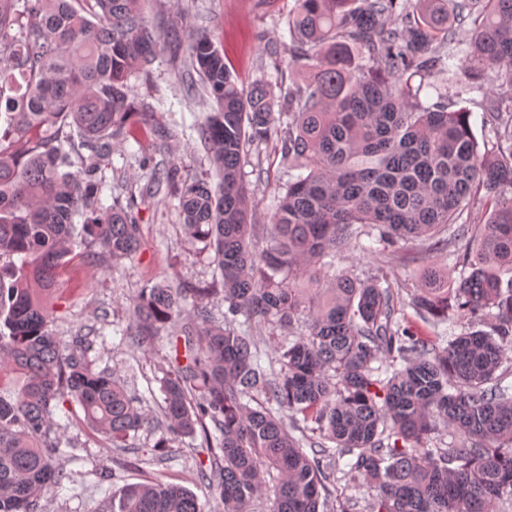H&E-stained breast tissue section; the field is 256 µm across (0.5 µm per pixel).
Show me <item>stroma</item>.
<instances>
[{
	"label": "stroma",
	"mask_w": 512,
	"mask_h": 512,
	"mask_svg": "<svg viewBox=\"0 0 512 512\" xmlns=\"http://www.w3.org/2000/svg\"><path fill=\"white\" fill-rule=\"evenodd\" d=\"M182 4L202 15L203 27L222 45L225 60L240 84L248 87L260 78L272 82L279 79L275 59L265 48L280 42L282 25L295 0H182ZM177 68L169 50H161L152 65V88L141 84L136 87L137 94L148 95L155 115L147 121L135 117L134 140L117 148L104 164V203L126 195L131 188L139 194L135 208L138 253L133 261L116 268L97 259H73L51 291L57 336L66 341L87 337L89 359L97 367L116 373L128 394L140 399L143 408L153 415L158 414L161 403L155 377L167 365L171 331L160 329L149 349L133 348L127 338L132 322L130 298L139 289L157 283L205 284L213 273L208 255L198 252L184 237L178 192L167 187L154 196L148 192L153 169L174 165L181 180L192 181L207 168L205 152L192 138L191 127L209 111L211 100L188 98ZM243 171L256 221L265 223L268 204L285 180L280 140L270 139L249 151ZM431 265L447 268L450 282H457L459 271L450 265L444 251L409 250L381 268L354 243L336 258L340 271L384 272L404 306L406 325L421 335L428 329L408 302L420 283L421 271ZM53 420L63 446L60 461L69 477L43 500V512H110L113 493L130 484L158 479L195 493L206 512H219L218 499L199 477L200 468L210 463L207 449L174 448L168 459L161 461L153 448L155 434L142 431L132 450L119 454L101 433L69 418L67 411L56 410ZM118 454L123 464H115Z\"/></svg>",
	"instance_id": "stroma-1"
}]
</instances>
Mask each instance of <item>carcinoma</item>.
I'll return each instance as SVG.
<instances>
[{
    "instance_id": "1",
    "label": "carcinoma",
    "mask_w": 512,
    "mask_h": 512,
    "mask_svg": "<svg viewBox=\"0 0 512 512\" xmlns=\"http://www.w3.org/2000/svg\"><path fill=\"white\" fill-rule=\"evenodd\" d=\"M144 0H0V512H41L66 473L53 415L123 451L141 406L86 337L56 336L46 294L66 258L118 264L139 248L135 191L103 207L101 162L134 136L131 80L148 82L158 41ZM469 23L455 51L457 27ZM280 82L240 86L214 38L191 32L183 61L213 96L193 125L212 179L180 192L188 242L214 252L212 281L155 284L132 299L138 348L172 326L154 447L210 450L201 479L222 512H512V106L477 140L459 92L512 103V0H295ZM279 136L288 181L267 223L254 221L241 162ZM491 209L458 284L430 266L410 305L433 330L402 325L377 277L336 271L367 236L384 262L407 246L463 242L458 223L480 192ZM219 295L224 319L208 307ZM288 331L268 364L251 322ZM446 435L451 442L428 447ZM362 497L331 499L334 467ZM112 512H204L161 480L112 496Z\"/></svg>"
}]
</instances>
